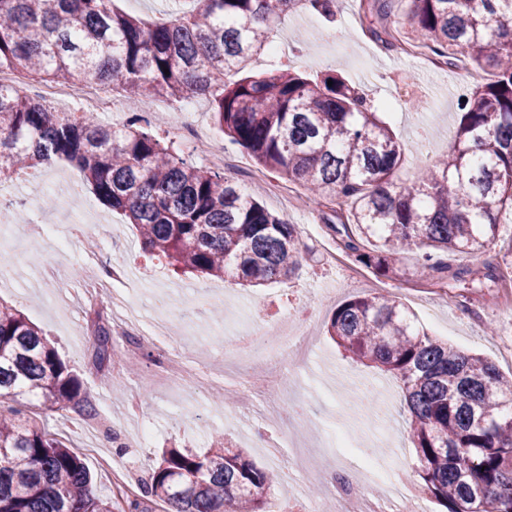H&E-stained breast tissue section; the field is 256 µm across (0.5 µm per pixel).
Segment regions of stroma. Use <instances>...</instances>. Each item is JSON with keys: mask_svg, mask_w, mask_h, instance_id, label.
Instances as JSON below:
<instances>
[{"mask_svg": "<svg viewBox=\"0 0 512 512\" xmlns=\"http://www.w3.org/2000/svg\"><path fill=\"white\" fill-rule=\"evenodd\" d=\"M359 0H340L334 19L317 14L293 13L278 25L275 53L249 63L252 72L276 68L293 56L302 71L316 76L336 70L374 103H389L387 116L405 149L400 172L409 178L434 162L448 149L462 91L453 71L423 69L419 59L385 49L356 20ZM114 9L153 23H162L178 12L194 9V0H113ZM417 82L427 95L426 110L412 111L395 99L394 84ZM152 118L160 135L174 140L177 152L186 153L179 136L191 129L202 143L224 142L206 100L189 96L178 101L157 99ZM199 164L198 153H186ZM268 181L286 187L281 198L257 190L256 196L271 212L297 226L316 223L314 237L300 236L299 265L285 279L255 290L215 277L175 275L164 261L145 255L141 238L124 217L101 204L80 171L59 163L50 173L35 172L17 179L15 202L23 204L27 224L11 225L0 241V301L15 306L43 328L61 358L91 387L101 409L95 429H85L55 417L48 426L72 450L92 445L98 455L83 460L94 476L93 491L102 498H116L114 472L140 483L167 448L191 447L203 451L218 436H227L248 459L260 466L273 464L255 445L252 434L276 421L280 433L289 423L278 393L253 389L248 380L258 372L278 375L300 408L296 423L299 437L325 444L330 469L361 466L372 457L376 467L360 482L362 492L384 491L390 479L416 483L415 450L407 435L408 412L399 382L377 369L352 361L331 339L329 319L341 302L370 293L397 296L434 337L480 353L503 374L512 373V224L498 227V238L487 251L465 256L448 255V269L428 277L416 272L417 256L402 253L395 273L382 274L336 251V235L328 224L314 220L306 193L296 183L276 174ZM88 221L87 231L68 237L69 225ZM40 226L38 234L28 225ZM67 247H59L61 237ZM127 268L129 279L119 286V301L132 304L141 327L153 330L164 323L170 344L186 368L199 373L197 383L176 384L163 366L143 360L139 370L117 376L97 372L91 363L94 338L84 314L87 290L95 288L103 265ZM446 289V296L432 303L423 290ZM291 321L312 328L316 345L306 362L293 358L261 359L243 356L227 375L219 368L233 350L235 336L251 329L254 319ZM138 397L141 412L126 411L131 397ZM148 427L150 440L141 448L116 452L110 434L121 439ZM349 432L350 449L328 446L333 428Z\"/></svg>", "mask_w": 512, "mask_h": 512, "instance_id": "stroma-1", "label": "stroma"}]
</instances>
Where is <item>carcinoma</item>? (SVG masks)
<instances>
[{"label": "carcinoma", "instance_id": "1", "mask_svg": "<svg viewBox=\"0 0 512 512\" xmlns=\"http://www.w3.org/2000/svg\"><path fill=\"white\" fill-rule=\"evenodd\" d=\"M198 2L194 14L149 24L112 0H0V68L40 83L112 84L134 102L207 98L224 136L258 166L302 186L314 204L347 206L332 226L343 251L383 273L402 250L419 253L422 274L442 272L444 256L481 253L498 225L512 223V0H360L361 20L380 22L368 31L384 47L394 46L389 19L402 13L411 40L491 76L462 102L448 152L404 181L384 106L341 75L311 78L288 61L246 72L298 3L332 18L338 0ZM58 162L79 168L176 273L257 287L298 263L296 225L232 176L188 163L140 113L121 126L84 112L64 119L0 86V179ZM93 327L92 363L102 370L114 362L112 328L100 312ZM328 332L352 360L400 379L416 472L445 512H512V375L429 335L391 295L343 302ZM68 409L99 414L43 330L0 302V512H114L93 494L83 460L36 422ZM279 478L227 441L201 454L170 448L119 510L162 502L166 512H266L264 493Z\"/></svg>", "mask_w": 512, "mask_h": 512}]
</instances>
